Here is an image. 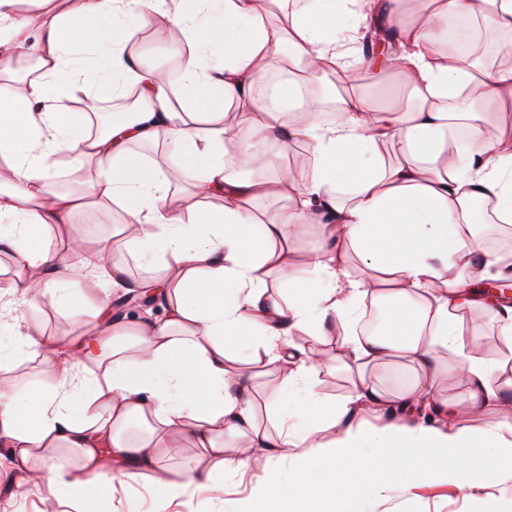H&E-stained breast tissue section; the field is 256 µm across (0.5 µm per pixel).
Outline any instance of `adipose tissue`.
Returning a JSON list of instances; mask_svg holds the SVG:
<instances>
[{"label": "adipose tissue", "instance_id": "obj_1", "mask_svg": "<svg viewBox=\"0 0 512 512\" xmlns=\"http://www.w3.org/2000/svg\"><path fill=\"white\" fill-rule=\"evenodd\" d=\"M0 0V164L12 173L0 182V254L11 256L14 277L0 281V300L13 323L24 324L16 343L0 349V365L38 361L48 387L21 393L0 381V464L24 473L44 512L78 506L110 512L112 483L138 476L170 498L191 485L242 474L255 449L267 451L261 482L241 504L253 512H284L302 496L331 500L353 483L372 487L373 474L422 471L464 488L481 485L512 463V413L490 427L473 418L496 409L493 370L478 357L442 360L459 330L456 313L474 304L473 282L502 280L512 260L489 253L474 230L476 203L492 204L497 220L512 223V131L486 138L481 120L512 108V65L476 70L468 54L440 51L450 23L475 19L512 35V0H310L288 20L261 14L257 0H170L166 16L191 51L180 82L143 65L128 45L147 25L145 0H78L55 12L54 0ZM374 27L398 47L372 58L357 56L360 28ZM36 58L39 76L17 77L18 63ZM288 69L273 99L258 97L271 66ZM400 74L411 104L376 107L354 93L335 113L303 97L302 86L338 70ZM109 98L135 90L139 106L92 132L88 113L67 99L87 86ZM60 98L48 99V87ZM468 128L469 143L452 152V124ZM305 142L313 173L304 182L263 176L272 164L266 146L287 155ZM171 146L191 200L169 206L170 185L136 146ZM395 158L385 161L382 146ZM253 161L258 175L230 171L229 149ZM66 153L89 169V189L57 191L50 159ZM219 200L216 208L203 199ZM262 200L284 202L259 217ZM118 206L126 245L162 276L131 277L120 248L101 249L99 299L84 301L70 286L85 265V250L56 229L86 206ZM320 225L329 244L306 266L293 255L303 226ZM358 258L369 277L348 271ZM315 284L312 298L280 301L274 278ZM150 293L165 310L114 315L112 291ZM80 312L84 332L53 341L26 323L46 294ZM388 305L385 327L358 335L363 296ZM342 329L337 366L362 372L405 358L410 381L390 394L360 379L342 400L318 394L317 360L295 358L289 336H324ZM281 367L273 430L257 423L255 371ZM468 386L470 421L440 398L457 378ZM391 409L382 425L350 417L352 406ZM318 407V422L307 418ZM239 443L224 453V438ZM200 448L209 464L169 471L181 439ZM72 453L75 464L58 460ZM316 465L317 483L301 480Z\"/></svg>", "mask_w": 512, "mask_h": 512}]
</instances>
